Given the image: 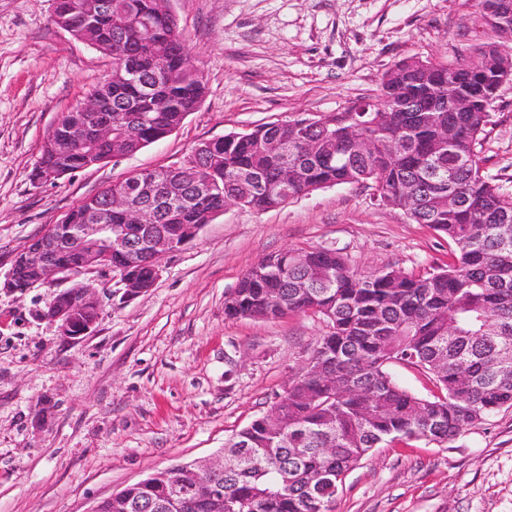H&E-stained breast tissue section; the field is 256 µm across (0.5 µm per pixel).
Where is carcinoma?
<instances>
[{
    "mask_svg": "<svg viewBox=\"0 0 512 512\" xmlns=\"http://www.w3.org/2000/svg\"><path fill=\"white\" fill-rule=\"evenodd\" d=\"M157 0H112V14L76 36L127 59L149 85L148 94L121 84L119 70L91 92L97 117L127 135L137 152L167 137L203 101L206 84L194 65L176 17L159 11ZM155 12L154 31L135 27ZM497 41L470 59L404 60L388 69L381 93L368 108L370 126L338 124L339 114L273 122L249 133H229L193 147L179 167L155 170L157 177L190 192L199 179L213 191L201 204L175 205L160 220L171 234L183 224L206 223L205 213L231 201L266 211L321 188L371 182L380 200L398 208L408 197H425L408 217L448 239V265L425 275L389 269L354 273L341 252L287 250L248 270L225 298L229 317L276 319L318 314L331 324L312 363L290 382L273 405L283 426L269 429L253 420L224 446L229 465L219 475L181 479L194 496L172 501L162 480L133 484L99 512H314V501L336 497L345 474L380 445L413 439L448 442L489 415L512 408V196L482 174L476 151L496 97L497 71L512 67V24L491 26ZM485 82L467 112H399V99L445 102L448 86L459 94ZM150 114L140 130L135 116ZM79 112H65L40 149L34 167H60L70 174L90 166L89 148L63 152L57 135L78 125ZM442 127L454 130L439 158L449 175L447 190L432 191L425 171ZM368 136L383 149L362 157L351 140ZM294 175L288 190L284 169ZM456 204L448 206V197ZM84 198L68 212L71 222L94 219ZM304 280L309 287L299 289ZM394 363L426 372L437 388L420 398L388 372Z\"/></svg>",
    "mask_w": 512,
    "mask_h": 512,
    "instance_id": "cac0c4a2",
    "label": "carcinoma"
}]
</instances>
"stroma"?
<instances>
[{
  "mask_svg": "<svg viewBox=\"0 0 512 512\" xmlns=\"http://www.w3.org/2000/svg\"><path fill=\"white\" fill-rule=\"evenodd\" d=\"M204 76L199 108L170 136L118 161L33 185L54 121L81 106L112 59L53 21L54 0H0V278L15 256L84 198L141 170L182 161L198 143L376 97L409 58L448 62L494 35L476 0H170ZM476 150L512 194V81ZM336 249L360 274H425L448 241L376 196L371 184L322 188L263 212L231 206L160 261L129 298L91 272L103 314L78 340L40 313L65 289L0 290V512H91L157 471L215 457L265 415L309 363L322 317L233 318L242 275L288 249ZM331 512H512V408L456 440L374 449Z\"/></svg>",
  "mask_w": 512,
  "mask_h": 512,
  "instance_id": "obj_1",
  "label": "stroma"
}]
</instances>
